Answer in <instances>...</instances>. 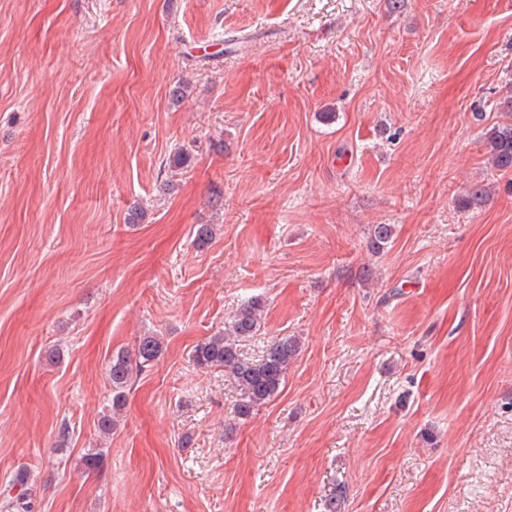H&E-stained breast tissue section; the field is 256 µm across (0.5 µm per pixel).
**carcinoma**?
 I'll return each mask as SVG.
<instances>
[{"instance_id":"1","label":"carcinoma","mask_w":512,"mask_h":512,"mask_svg":"<svg viewBox=\"0 0 512 512\" xmlns=\"http://www.w3.org/2000/svg\"><path fill=\"white\" fill-rule=\"evenodd\" d=\"M485 146L494 168L512 172V123L494 125L487 133ZM489 189L483 184L471 187L461 200L462 207L478 206L488 197ZM393 237L390 224L372 227L369 246L379 252ZM266 303L253 297L242 303L231 315L224 330L196 345L192 358L201 369L222 368L232 375L247 393L248 401L237 406V413L246 416L256 407L270 401L282 385L288 365L295 357L298 344L292 337L283 336L266 345L258 359L249 358L241 351L242 343L254 338L263 326ZM163 343L158 336H145L139 340L135 354L121 353L112 358L107 375L112 384V411L100 415L99 433H112L118 411L126 404V388L133 372L152 364L161 355ZM29 474L18 473L0 493V512H30Z\"/></svg>"}]
</instances>
